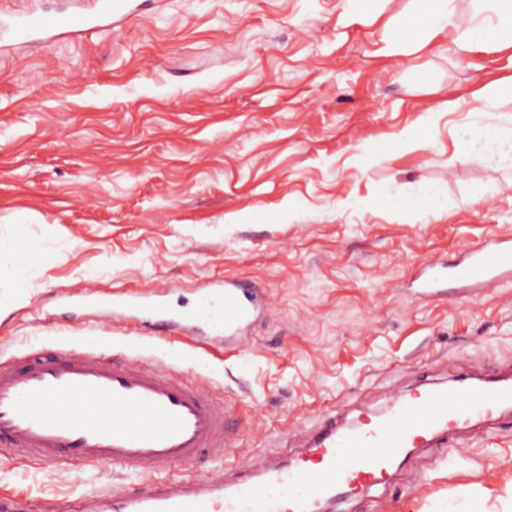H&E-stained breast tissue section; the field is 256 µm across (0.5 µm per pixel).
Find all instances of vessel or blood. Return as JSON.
<instances>
[{
	"label": "vessel or blood",
	"instance_id": "b4317fda",
	"mask_svg": "<svg viewBox=\"0 0 512 512\" xmlns=\"http://www.w3.org/2000/svg\"><path fill=\"white\" fill-rule=\"evenodd\" d=\"M135 12L132 0H99L95 13L50 17L30 13L10 31L17 43L32 35L75 38L104 31ZM512 275V235L467 250L455 276L463 287L490 288ZM136 320H158L159 331L200 323L233 336L251 322L258 301L249 285H209L183 320L162 319L161 295L117 299ZM512 410V376L475 381L465 375L392 394L376 419L338 430L326 419L306 455L282 466L253 456L231 485L180 481L148 490H107L75 500L66 512H312L316 502L386 484L410 449L447 442L475 420ZM229 409L168 364L108 356L97 345L32 349L0 366V456L30 458L54 469L115 467L131 476L165 472L201 455L220 460L228 446Z\"/></svg>",
	"mask_w": 512,
	"mask_h": 512
}]
</instances>
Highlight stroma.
Returning a JSON list of instances; mask_svg holds the SVG:
<instances>
[{
  "instance_id": "35a3bbf8",
  "label": "stroma",
  "mask_w": 512,
  "mask_h": 512,
  "mask_svg": "<svg viewBox=\"0 0 512 512\" xmlns=\"http://www.w3.org/2000/svg\"><path fill=\"white\" fill-rule=\"evenodd\" d=\"M158 0L112 29L0 50V363L31 345L111 342L189 368L238 423L228 462L287 459L317 419L382 412L389 387L512 364V281L427 298L423 262L512 234V159L459 157L512 43L424 34L418 0ZM411 43L391 54L389 40ZM265 303L235 343L197 326L131 337L86 302L209 282ZM123 471L0 459V496L57 504ZM512 421L414 451L334 512H507Z\"/></svg>"
}]
</instances>
